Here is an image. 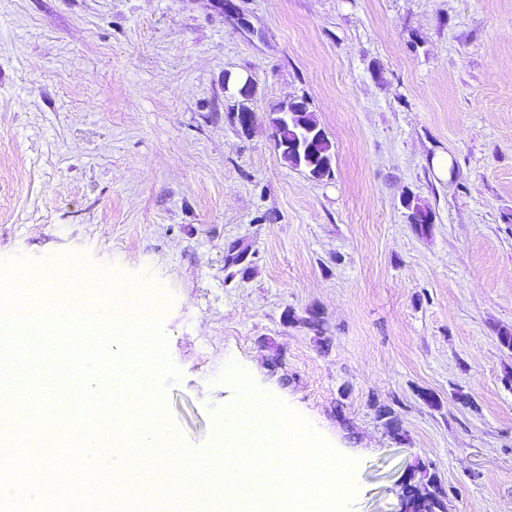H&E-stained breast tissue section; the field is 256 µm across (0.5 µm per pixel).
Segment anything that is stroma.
I'll use <instances>...</instances> for the list:
<instances>
[{"label":"stroma","mask_w":512,"mask_h":512,"mask_svg":"<svg viewBox=\"0 0 512 512\" xmlns=\"http://www.w3.org/2000/svg\"><path fill=\"white\" fill-rule=\"evenodd\" d=\"M291 100L322 179L275 147ZM12 258L151 273L165 409L205 455L233 360L355 460L351 512H399L419 463L449 512H512V0H0ZM287 105H280L270 113L269 119L274 129L276 146L281 151L283 159L292 167L304 170L313 179H321L331 171L333 145L304 102L297 103L298 108L295 112H299V116L296 117V122L288 119V123H284V110ZM306 131L310 132L311 137L318 138L316 153L309 158L304 156L302 151L297 152L292 147L294 136L300 137Z\"/></svg>","instance_id":"35a3bbf8"}]
</instances>
